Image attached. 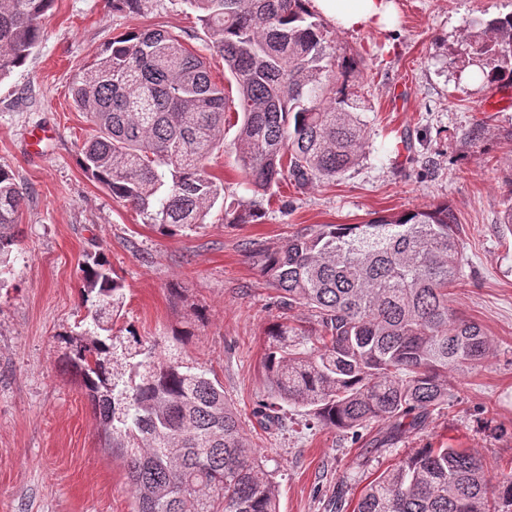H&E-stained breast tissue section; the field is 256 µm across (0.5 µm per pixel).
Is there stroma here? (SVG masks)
I'll return each mask as SVG.
<instances>
[{"mask_svg": "<svg viewBox=\"0 0 512 512\" xmlns=\"http://www.w3.org/2000/svg\"><path fill=\"white\" fill-rule=\"evenodd\" d=\"M393 28L333 29L338 56L359 62L366 156L333 181L283 188L258 217L229 224L213 209L205 225L163 235L113 199L77 162L92 125L72 102L76 69L113 36L134 28L181 35L205 56L237 111L224 61L210 52L183 0H154L142 15L106 0H54L44 36L28 60L0 81V166L27 190L22 236L0 272V512H134L123 459L62 364V333L75 330L80 268L103 253L125 285L119 327L157 345L160 358L206 373L224 386L278 491L279 512L354 508L379 474L429 446L477 453L488 477L512 471V236L500 227L512 175V85L477 81L461 61L479 19L512 12V0H396ZM43 128L47 140L34 143ZM414 149L406 151L404 140ZM208 170L226 202L250 203L231 147ZM448 203L464 230L465 282L454 305L483 326L492 350L475 370L448 374V400L422 428L389 444L375 423L359 434L310 427L303 408L283 405L282 427L253 415L268 399L270 323L310 326L304 306L278 308L250 264L246 245L272 246L311 224H358L378 215ZM192 327L193 336L176 339Z\"/></svg>", "mask_w": 512, "mask_h": 512, "instance_id": "35a3bbf8", "label": "stroma"}]
</instances>
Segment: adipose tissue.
I'll return each instance as SVG.
<instances>
[{"label": "adipose tissue", "instance_id": "1", "mask_svg": "<svg viewBox=\"0 0 512 512\" xmlns=\"http://www.w3.org/2000/svg\"><path fill=\"white\" fill-rule=\"evenodd\" d=\"M312 5L345 31L388 28L396 21L394 0H312Z\"/></svg>", "mask_w": 512, "mask_h": 512}]
</instances>
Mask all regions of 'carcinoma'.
<instances>
[{"mask_svg":"<svg viewBox=\"0 0 512 512\" xmlns=\"http://www.w3.org/2000/svg\"><path fill=\"white\" fill-rule=\"evenodd\" d=\"M54 0H0V79L42 37ZM198 13L209 49L224 59L241 113L233 139L255 194L305 188L355 168L365 155L360 95L332 70L327 31L309 0H182ZM153 0H112L144 14ZM467 64L489 83H512V13L479 22ZM70 93L95 126L78 163L163 234L199 227L224 202L207 168L224 144V88L204 58L164 29L127 31L77 68ZM26 191L0 167V265L17 245ZM252 266L279 305L311 312L308 329L270 324L271 398L256 414L281 424L280 404L309 409L343 432L380 422L379 443L422 426L448 399V372L486 359L483 327L453 306L464 277L463 239L448 204L361 224H314L275 247L254 245ZM81 304L88 327L65 334L64 358L127 467L136 512H277L264 472L224 387L176 361H153L134 332L113 325L124 283L102 254L87 258ZM512 473L496 483L459 448H421L370 482L353 512H505Z\"/></svg>","mask_w":512,"mask_h":512,"instance_id":"carcinoma-1","label":"carcinoma"}]
</instances>
